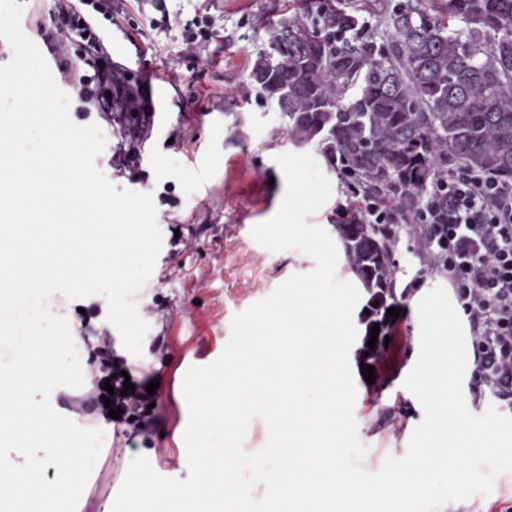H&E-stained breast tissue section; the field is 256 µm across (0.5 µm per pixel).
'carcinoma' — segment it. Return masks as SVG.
<instances>
[{
  "label": "carcinoma",
  "instance_id": "cac0c4a2",
  "mask_svg": "<svg viewBox=\"0 0 512 512\" xmlns=\"http://www.w3.org/2000/svg\"><path fill=\"white\" fill-rule=\"evenodd\" d=\"M312 9L322 26L281 20L249 79L281 105L288 141L317 143L364 200L336 231L372 326L395 303L394 235L424 240L427 222L447 217L448 196L434 192L448 161L512 179V0H416L393 14L386 47L342 6ZM382 196L392 212L373 205ZM418 257L420 276L440 275L436 247Z\"/></svg>",
  "mask_w": 512,
  "mask_h": 512
}]
</instances>
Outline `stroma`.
<instances>
[{
  "mask_svg": "<svg viewBox=\"0 0 512 512\" xmlns=\"http://www.w3.org/2000/svg\"><path fill=\"white\" fill-rule=\"evenodd\" d=\"M402 0H345L365 23L363 33L377 44H388L391 16ZM170 14L181 24L158 28L150 23L156 11L152 0H125L120 26L97 19L96 31L112 42L119 29L136 30L146 55L126 50L132 76L149 70H178L183 80L181 100L186 111L171 107L157 113L152 131L140 137L138 155L129 167L112 165L119 135L106 116L85 112L75 89H68L71 120L80 126L95 124L106 145L95 159L96 167L117 188L152 194L156 212L166 215L160 223L162 244L152 274L136 293L140 318L149 326L142 355L130 354L116 327L107 319L104 298L92 296L72 301L54 294L48 307L66 317L72 332L97 337L113 354L126 359L136 380L158 381L159 406L144 433L125 435L122 425L101 415L71 412L80 427L104 433L100 455L86 491V512H99L115 500L134 457L145 456L157 474L187 479L184 434L189 410L183 395V378L193 366L214 362L231 336L235 315L268 297L280 284L315 267L314 260L298 250L270 251L252 237L254 226L270 220L286 192L277 155L292 151L282 117L270 103L257 96L249 82L256 56L266 49L271 30L284 17L310 18L301 0H167ZM209 16L210 39L199 59L184 55L183 21L194 14ZM332 193L309 216L310 225L336 232V212L344 203V186L320 149L307 145ZM180 244H173V236ZM413 291L399 299L392 349L366 382L360 363L370 339L361 309H354L357 338L349 351L356 400L357 434L366 448L365 471L378 472L387 457L406 454L423 409L404 381L420 349V329L410 302ZM168 348H154L157 339ZM439 512H512V473L496 477L490 494L450 502Z\"/></svg>",
  "mask_w": 512,
  "mask_h": 512,
  "instance_id": "stroma-1",
  "label": "stroma"
}]
</instances>
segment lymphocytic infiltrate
<instances>
[{
	"instance_id": "lymphocytic-infiltrate-1",
	"label": "lymphocytic infiltrate",
	"mask_w": 512,
	"mask_h": 512,
	"mask_svg": "<svg viewBox=\"0 0 512 512\" xmlns=\"http://www.w3.org/2000/svg\"><path fill=\"white\" fill-rule=\"evenodd\" d=\"M92 14H85V7ZM57 24L43 32V39L69 44L73 32L86 41V55H99L104 45L95 31L94 14L112 18L119 0H54ZM86 56L69 60L64 76L74 81L79 97L105 114L135 118L138 132H145L149 114L143 106V81L128 85V74L115 63L90 74ZM118 95L108 92L109 86ZM448 217L432 224L429 238L441 250L443 275L468 316L475 369L493 395L512 406V179L504 180L461 167L448 170ZM127 364L113 356L108 346L98 349V362L86 373V393L73 399L78 411L106 413L108 407L121 409L122 420L147 418L153 398L145 383L125 391L123 376ZM114 387L107 396L106 387Z\"/></svg>"
}]
</instances>
